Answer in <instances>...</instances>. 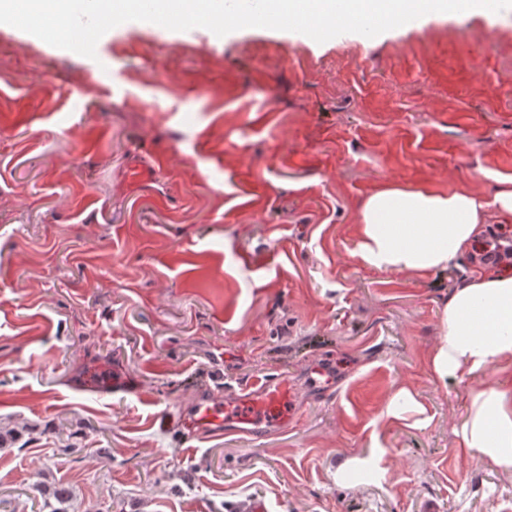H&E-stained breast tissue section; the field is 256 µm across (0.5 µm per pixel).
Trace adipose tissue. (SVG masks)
<instances>
[{
    "mask_svg": "<svg viewBox=\"0 0 512 512\" xmlns=\"http://www.w3.org/2000/svg\"><path fill=\"white\" fill-rule=\"evenodd\" d=\"M512 216V179L499 180L492 202L466 190L386 184L359 204L356 255L384 272L428 274L450 264L483 232L485 209ZM512 362V275L476 270L454 288L430 358L434 381L463 380ZM456 434L478 460L512 472V374L472 390Z\"/></svg>",
    "mask_w": 512,
    "mask_h": 512,
    "instance_id": "obj_1",
    "label": "adipose tissue"
}]
</instances>
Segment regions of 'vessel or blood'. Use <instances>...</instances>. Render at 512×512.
<instances>
[{"mask_svg":"<svg viewBox=\"0 0 512 512\" xmlns=\"http://www.w3.org/2000/svg\"><path fill=\"white\" fill-rule=\"evenodd\" d=\"M286 382L266 380L259 392L241 390L232 400L221 403L212 398H195L192 404L193 425L199 433L220 435L241 432L262 436L268 429L297 421L301 407L288 400Z\"/></svg>","mask_w":512,"mask_h":512,"instance_id":"obj_1","label":"vessel or blood"}]
</instances>
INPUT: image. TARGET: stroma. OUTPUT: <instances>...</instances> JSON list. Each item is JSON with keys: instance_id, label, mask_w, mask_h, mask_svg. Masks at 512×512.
Wrapping results in <instances>:
<instances>
[{"instance_id": "obj_1", "label": "stroma", "mask_w": 512, "mask_h": 512, "mask_svg": "<svg viewBox=\"0 0 512 512\" xmlns=\"http://www.w3.org/2000/svg\"><path fill=\"white\" fill-rule=\"evenodd\" d=\"M509 176L512 9L321 44L126 22L92 59L0 24V512H50L39 484L69 512H512L455 434L492 374L428 369L477 250L423 276L354 255L378 186ZM274 378L298 422L194 433L196 394ZM377 452L384 476L339 478Z\"/></svg>"}]
</instances>
